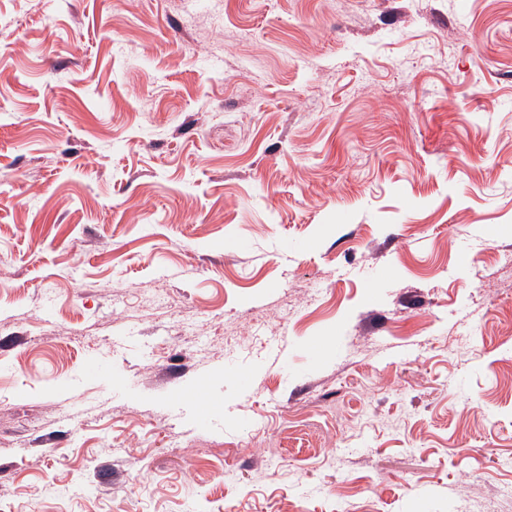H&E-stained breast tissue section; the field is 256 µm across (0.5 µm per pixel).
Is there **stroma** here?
Returning <instances> with one entry per match:
<instances>
[{"label":"stroma","instance_id":"35a3bbf8","mask_svg":"<svg viewBox=\"0 0 512 512\" xmlns=\"http://www.w3.org/2000/svg\"><path fill=\"white\" fill-rule=\"evenodd\" d=\"M512 0H0V512H512Z\"/></svg>","mask_w":512,"mask_h":512}]
</instances>
